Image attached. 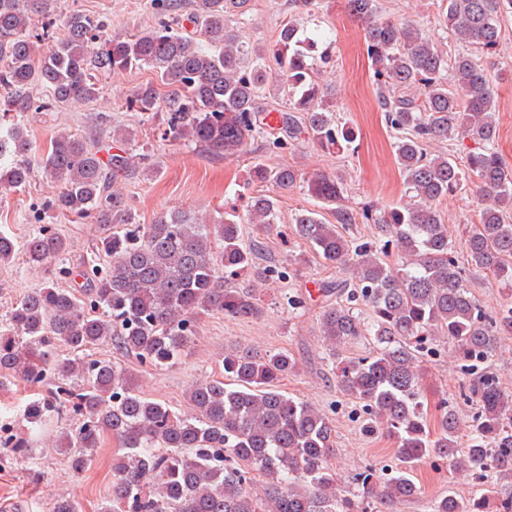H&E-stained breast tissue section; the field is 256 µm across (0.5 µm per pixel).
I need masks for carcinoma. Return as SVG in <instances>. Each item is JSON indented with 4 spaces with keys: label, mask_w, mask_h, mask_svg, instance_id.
Segmentation results:
<instances>
[{
    "label": "carcinoma",
    "mask_w": 512,
    "mask_h": 512,
    "mask_svg": "<svg viewBox=\"0 0 512 512\" xmlns=\"http://www.w3.org/2000/svg\"><path fill=\"white\" fill-rule=\"evenodd\" d=\"M316 0H288V22L275 45L238 43L230 23L250 10V0H196L193 22L200 38L186 36L174 19L126 39H106V23L82 12L57 30L54 0H0V189L25 185L33 145L21 120L31 110L95 103L99 76L147 68L171 93L154 84L135 90L126 103L147 117L163 113L164 135L209 153L231 157L265 132L257 100L271 90L287 97L275 149L306 136L326 146L353 141L336 124L335 105L315 77L307 37L292 12ZM361 22L388 126L402 133L396 158L409 202L357 212L344 199L342 180L319 174L308 192L335 206L336 223L315 210L295 214L292 233L308 242L328 265L345 273L323 283L319 324L336 363V385L362 402L364 430L393 440L399 467L382 479L368 465L357 474V492L344 489L328 464L335 453L327 413L286 396L280 379L297 370L288 353L260 356L248 347L224 350L228 388L197 379L178 412L149 399L118 363L94 356L111 347L132 354L145 367L177 364L194 342L197 318L219 312L228 318L262 314L257 290L229 285L228 278L255 266L257 245L243 242L230 218L203 219L180 210L159 214L151 224L134 222L121 179L148 155L101 156L96 139L60 131L38 158L56 192L48 207L63 216L91 218L103 227L97 251L108 261L83 263L79 289L50 280L24 294L0 323V387L22 382L41 389L19 411L23 431L3 428L0 445L34 459L35 445L65 414L76 428L56 436L73 471L90 467L105 438L117 445L112 489L97 512H375L374 504L416 499L422 488L411 478L426 458L447 459L456 473L476 480L512 476V390L485 363L504 339H512V301L488 311L466 284V266L490 272L512 286V168L494 144L495 90L478 60L500 43L497 18L512 13V0H446L445 27L461 45L448 59L409 22L376 19V0H344ZM271 57L276 73L267 70ZM48 88L33 99L29 87ZM473 137L480 141L462 163L430 155V141ZM150 172L151 168H140ZM254 177L286 192L303 180L291 165H258ZM477 183L483 207L465 239L467 265L460 264L438 202ZM378 225L376 241L353 245L340 226L358 219ZM247 221L277 223L274 198L252 197ZM72 251L59 233L41 228L18 246L0 234V263L22 255L32 267L57 265ZM397 256L388 264L385 258ZM369 339L366 357L343 355L347 344ZM451 343L460 369L476 380L463 388L476 405L467 447H458L463 423L444 401L437 429L423 412V357ZM69 354H59L60 347ZM486 498L464 501L448 492L432 499L430 512H483Z\"/></svg>",
    "instance_id": "obj_1"
}]
</instances>
